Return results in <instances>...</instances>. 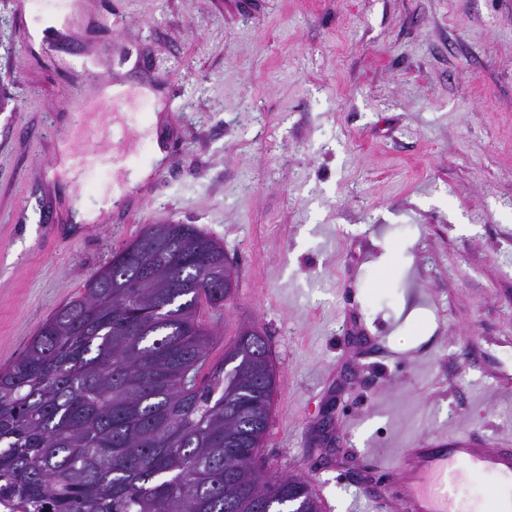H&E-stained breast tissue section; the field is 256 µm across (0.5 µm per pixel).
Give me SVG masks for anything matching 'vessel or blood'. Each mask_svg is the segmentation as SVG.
I'll return each instance as SVG.
<instances>
[{"mask_svg": "<svg viewBox=\"0 0 512 512\" xmlns=\"http://www.w3.org/2000/svg\"><path fill=\"white\" fill-rule=\"evenodd\" d=\"M504 471L512 472L511 448H475L461 438L445 446L417 443L403 449L391 474V504L397 512H461L454 495L457 482Z\"/></svg>", "mask_w": 512, "mask_h": 512, "instance_id": "obj_1", "label": "vessel or blood"}]
</instances>
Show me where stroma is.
Segmentation results:
<instances>
[{"mask_svg": "<svg viewBox=\"0 0 512 512\" xmlns=\"http://www.w3.org/2000/svg\"><path fill=\"white\" fill-rule=\"evenodd\" d=\"M0 0V367L112 250L182 221L237 272L200 304L210 361L262 332L278 390L259 463L323 512H378L403 448L437 436L512 448V0ZM65 12L72 38L26 45ZM115 43L150 50L127 138L76 121L61 68ZM71 151L151 168L134 212L68 221L127 187ZM168 155L153 163V136Z\"/></svg>", "mask_w": 512, "mask_h": 512, "instance_id": "1", "label": "stroma"}]
</instances>
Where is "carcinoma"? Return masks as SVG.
<instances>
[{"label":"carcinoma","mask_w":512,"mask_h":512,"mask_svg":"<svg viewBox=\"0 0 512 512\" xmlns=\"http://www.w3.org/2000/svg\"><path fill=\"white\" fill-rule=\"evenodd\" d=\"M237 282L193 224L149 225L0 368V494L18 512H322L308 480L262 471L277 369L264 337L197 320Z\"/></svg>","instance_id":"cac0c4a2"}]
</instances>
